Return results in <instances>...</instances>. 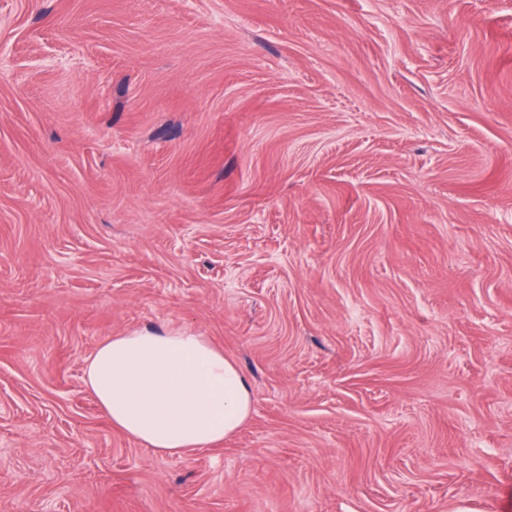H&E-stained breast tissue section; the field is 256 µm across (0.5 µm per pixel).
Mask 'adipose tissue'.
Instances as JSON below:
<instances>
[{"label": "adipose tissue", "mask_w": 512, "mask_h": 512, "mask_svg": "<svg viewBox=\"0 0 512 512\" xmlns=\"http://www.w3.org/2000/svg\"><path fill=\"white\" fill-rule=\"evenodd\" d=\"M85 384L115 428L162 456L223 443L253 410L244 371L189 327L105 338Z\"/></svg>", "instance_id": "1"}]
</instances>
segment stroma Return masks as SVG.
<instances>
[{"label": "stroma", "instance_id": "35a3bbf8", "mask_svg": "<svg viewBox=\"0 0 512 512\" xmlns=\"http://www.w3.org/2000/svg\"><path fill=\"white\" fill-rule=\"evenodd\" d=\"M182 326L160 456L84 367ZM0 512H512V0H0ZM85 384L115 428L162 456L223 443L253 410L244 371L189 327L105 338Z\"/></svg>", "mask_w": 512, "mask_h": 512}]
</instances>
